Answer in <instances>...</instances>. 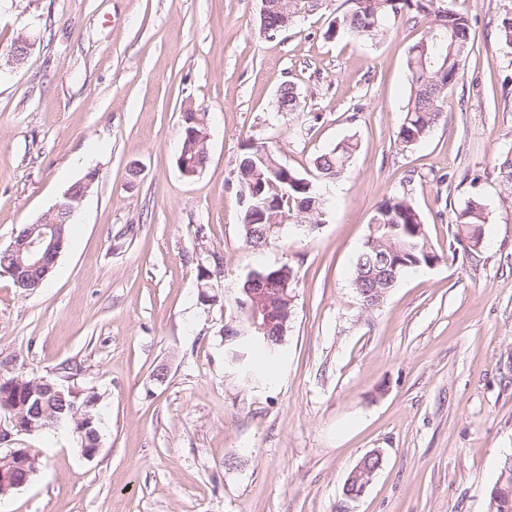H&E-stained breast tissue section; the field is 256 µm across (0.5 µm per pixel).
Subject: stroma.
I'll list each match as a JSON object with an SVG mask.
<instances>
[{
  "label": "stroma",
  "mask_w": 512,
  "mask_h": 512,
  "mask_svg": "<svg viewBox=\"0 0 512 512\" xmlns=\"http://www.w3.org/2000/svg\"><path fill=\"white\" fill-rule=\"evenodd\" d=\"M444 5L468 16L473 48L440 121L404 148L406 58L427 19L354 43L325 36L347 0L275 35L260 0H0V250L98 174L45 287L0 277V361L54 379L78 364L67 384L97 393L101 416L91 459L68 428L1 443L40 465L0 512H489L512 454V185L495 166L512 148L497 31L512 0ZM289 83L300 109L277 112ZM189 104L210 133L193 178L177 162ZM349 136L358 150L324 187L321 223L250 247L243 145H272L311 179L313 158ZM403 192L444 259L367 308L353 260L376 207ZM475 197L485 241L468 255L454 215ZM284 265L283 352L249 384L224 360V324L251 272ZM374 450L380 469L347 499ZM378 457V461H376L375 465L373 467L366 466L365 462L366 460L375 459ZM380 466V454L378 452H373L370 455L367 456L365 460H363L348 476L347 483L348 485L355 484H362V489L359 494H354L353 498H357L360 496L366 487L371 483L374 474L377 472L378 468Z\"/></svg>",
  "instance_id": "35a3bbf8"
}]
</instances>
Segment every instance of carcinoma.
I'll use <instances>...</instances> for the list:
<instances>
[{
    "instance_id": "cac0c4a2",
    "label": "carcinoma",
    "mask_w": 512,
    "mask_h": 512,
    "mask_svg": "<svg viewBox=\"0 0 512 512\" xmlns=\"http://www.w3.org/2000/svg\"><path fill=\"white\" fill-rule=\"evenodd\" d=\"M324 0H274L269 5L261 24L274 33L288 30L298 19L319 10ZM438 0H351V7L337 16L326 31L329 39L373 41L389 30L390 22L406 16L429 19L428 30L408 51L406 68L410 94L404 118L396 132L403 147L422 141L440 120L443 101L448 91L455 88L464 74L470 45V24L467 17L437 5ZM501 43L512 48V12L504 14L498 23ZM358 143L352 139L340 141L336 146L314 158L317 177L324 181L340 178L356 152ZM237 180L247 185L241 189L246 195L242 226L246 243L253 248L266 244L278 235L286 224L300 227L317 224L325 213V199L317 183L288 167L277 152L264 142L249 141L243 145L237 164ZM371 223L376 229L374 246H361L353 262V284L364 305L371 307V296L366 294L363 275L387 267L393 255L400 254L406 266H400L397 277L428 260H441L426 238L424 218L412 201L404 195L383 200L375 209ZM454 223L464 227L466 234L476 235L482 242L486 223L484 204L472 198L455 213ZM254 281L265 288L281 292L277 307L278 321L275 337L261 342L249 336H234L225 342L226 359L243 369L249 380L264 377L262 368L253 359L260 354L274 359L286 336L291 315V297L294 275L284 265L277 269L253 273ZM88 401L83 408L65 409L58 400L44 397L46 415L39 420L38 431L45 432L60 424L68 425L80 443L93 446L101 441L97 407L99 396L90 393L80 398Z\"/></svg>"
}]
</instances>
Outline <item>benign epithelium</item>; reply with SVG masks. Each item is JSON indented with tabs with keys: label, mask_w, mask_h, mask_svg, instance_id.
Returning <instances> with one entry per match:
<instances>
[{
	"label": "benign epithelium",
	"mask_w": 512,
	"mask_h": 512,
	"mask_svg": "<svg viewBox=\"0 0 512 512\" xmlns=\"http://www.w3.org/2000/svg\"><path fill=\"white\" fill-rule=\"evenodd\" d=\"M93 184L91 179L80 181L78 189H68L62 200L41 217L34 229L25 235L14 238L7 247V253L16 259L13 268L14 278L27 280L32 272H37L38 281H43L51 273L63 249V234L59 224L62 219H70L88 189ZM250 300L243 303L248 319L249 329L254 336L268 335L271 328V303L273 296L266 288H251L247 290ZM41 416L40 401H35L30 414L9 418L12 431L1 432L0 440L16 434H33L36 432L34 419ZM36 457L30 448H13L7 454L0 456V497L9 495L12 491L24 486L35 473ZM380 463L366 466L360 463L348 476L347 483L360 484L367 487Z\"/></svg>",
	"instance_id": "obj_1"
}]
</instances>
